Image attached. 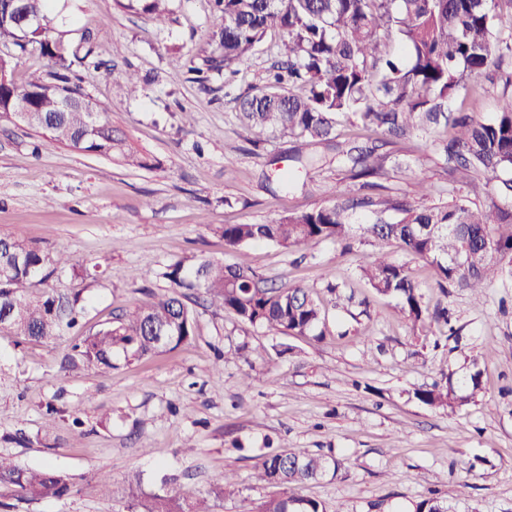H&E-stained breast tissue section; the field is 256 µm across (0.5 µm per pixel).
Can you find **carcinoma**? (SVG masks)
<instances>
[{"label": "carcinoma", "mask_w": 512, "mask_h": 512, "mask_svg": "<svg viewBox=\"0 0 512 512\" xmlns=\"http://www.w3.org/2000/svg\"><path fill=\"white\" fill-rule=\"evenodd\" d=\"M169 0H126L125 7L161 24ZM222 24L212 33L215 51L196 72L236 74L247 64L267 31L277 28L285 40L281 59L268 68L259 91L235 97L237 119L246 140L257 145L269 137L294 139L293 160L305 168L325 166V156L313 147L323 144L335 152L344 179L360 182L367 193H352L338 185L327 191L326 204L290 213L263 224H226L224 242L233 249L252 242H272L285 249L313 240L343 243L355 229L382 242H395L430 264L441 288L469 291L474 300L485 288L512 277V207L492 203L486 209L468 198L444 206L418 207L373 182L391 170L410 168L407 158L380 152L411 137H419L448 165V173L467 180L472 190L504 201L512 200V28L502 27L503 10L512 0H214ZM40 26L25 36L18 19L0 11V70L13 74V61L32 51L56 66L52 80L32 76L18 85L0 83V119L16 115L28 104L25 123L73 150L116 158L137 168L145 159L113 136L112 122L103 112L75 106L59 111L61 92L83 94L72 66L91 65L87 40L65 39L57 29L53 0H30ZM396 36L401 50L388 41ZM502 83L498 112L488 119L473 112H451L448 101L469 91L481 78ZM343 117L382 136L381 144L339 140L336 127ZM368 223L357 224L358 216ZM70 257L52 253L13 237H0V335L39 341L59 336L79 324L76 296L55 288H32L45 282L52 266H65ZM359 274L380 296H393L414 325L442 323L448 335L456 330L448 311H429L419 283L403 265L379 253L361 265ZM160 276L172 287L202 293L208 307L228 311L251 325L283 334L321 336L324 314L305 285H268L245 262L226 265L206 257L176 261ZM197 321L176 293L116 320L74 346L78 358L103 370L122 355L127 361L173 350L194 339ZM165 336L167 340L159 341ZM481 391L480 372L456 385L452 380L419 389L421 403L453 410ZM341 462L320 453L283 449L261 457L266 480L280 492L259 512H326L324 506L299 493L308 483L338 472ZM142 479L128 477L132 512H215L216 503L239 493L235 476H215L204 495H189L169 482L141 493ZM0 485L15 488L26 501L63 497L70 476L50 466L23 468L0 455ZM415 512H448L436 496L422 499Z\"/></svg>", "instance_id": "cac0c4a2"}]
</instances>
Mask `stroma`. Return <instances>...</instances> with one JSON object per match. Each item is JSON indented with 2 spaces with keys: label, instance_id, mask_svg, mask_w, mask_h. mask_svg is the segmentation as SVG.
Listing matches in <instances>:
<instances>
[{
  "label": "stroma",
  "instance_id": "obj_1",
  "mask_svg": "<svg viewBox=\"0 0 512 512\" xmlns=\"http://www.w3.org/2000/svg\"><path fill=\"white\" fill-rule=\"evenodd\" d=\"M69 39H87L98 62L82 88L112 127L148 161L116 160L51 141L23 122L0 121V235L71 255L47 285L81 298L83 331L169 293L163 268L191 256L227 265L246 261L279 286L311 288L325 314L324 337L289 336L212 312L198 295L187 304L195 338L170 352L104 371L63 366L76 342L63 334L29 341L0 335V454L49 465L72 482L57 500L28 502L0 486V512H127L122 488L140 473L144 491L177 475L184 490L206 493L228 470L238 496L216 512H256L276 494L257 468L267 446L333 451L342 462L303 488L326 512H414L436 494L449 512H512V278L474 302L441 291L434 269L397 244L355 235L350 247L311 241L290 249L270 242L232 249L228 224L265 223L326 204L335 166L305 172L288 158L290 138L245 141L233 99L263 87L283 35L270 31L234 78L196 69L215 50L221 23L211 0H170L159 25L117 0H56ZM135 73V91L121 85ZM411 168L392 175L393 193L415 180L426 205L469 195L418 138L398 143ZM409 268L426 304L447 307L459 333L409 324L396 301L358 279L379 252ZM346 286L337 300L328 283ZM480 372L475 401L448 411L419 402L416 389ZM56 429L45 434L48 406ZM81 426H74L73 416ZM113 494H106L102 479Z\"/></svg>",
  "mask_w": 512,
  "mask_h": 512
}]
</instances>
